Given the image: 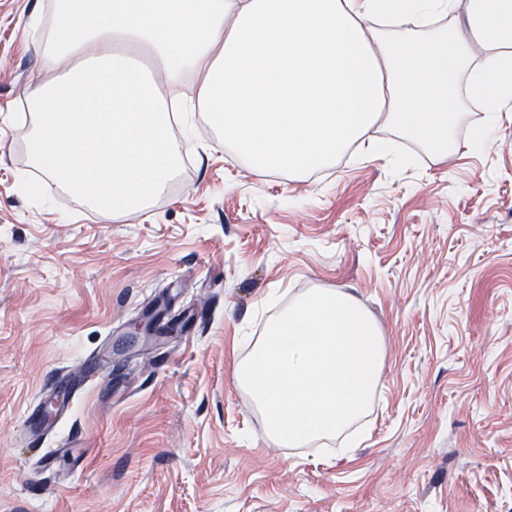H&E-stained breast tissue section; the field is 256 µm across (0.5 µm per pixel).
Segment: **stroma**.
Wrapping results in <instances>:
<instances>
[{
    "label": "stroma",
    "mask_w": 512,
    "mask_h": 512,
    "mask_svg": "<svg viewBox=\"0 0 512 512\" xmlns=\"http://www.w3.org/2000/svg\"><path fill=\"white\" fill-rule=\"evenodd\" d=\"M51 0H0V512H512V122L474 153L463 101L447 153L388 125L362 151L261 175L198 123L141 212L99 214L31 180L25 110L57 80L33 36ZM357 297L385 360L363 434L282 448L235 382L250 338L305 292ZM44 445L24 420L135 321ZM67 441L50 470L43 449Z\"/></svg>",
    "instance_id": "obj_1"
}]
</instances>
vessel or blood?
Returning a JSON list of instances; mask_svg holds the SVG:
<instances>
[{
    "label": "vessel or blood",
    "mask_w": 512,
    "mask_h": 512,
    "mask_svg": "<svg viewBox=\"0 0 512 512\" xmlns=\"http://www.w3.org/2000/svg\"><path fill=\"white\" fill-rule=\"evenodd\" d=\"M86 374L81 380L58 379L54 386L55 410L53 419L42 416L40 408H33L26 417V430L32 441L42 442L51 436L59 423L66 419L87 387L111 378L112 372L103 352H92L85 357Z\"/></svg>",
    "instance_id": "obj_1"
}]
</instances>
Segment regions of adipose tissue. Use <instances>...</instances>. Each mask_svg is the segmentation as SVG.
Here are the masks:
<instances>
[{
	"label": "adipose tissue",
	"instance_id": "ef3b65f1",
	"mask_svg": "<svg viewBox=\"0 0 512 512\" xmlns=\"http://www.w3.org/2000/svg\"><path fill=\"white\" fill-rule=\"evenodd\" d=\"M55 0L43 57L75 64L30 95L27 151L98 211L161 195L188 135L133 49L167 84L201 77L200 111L260 174L332 165L377 124L447 152L460 96L481 101L468 148L512 112V0ZM481 62L472 63V49Z\"/></svg>",
	"mask_w": 512,
	"mask_h": 512
}]
</instances>
